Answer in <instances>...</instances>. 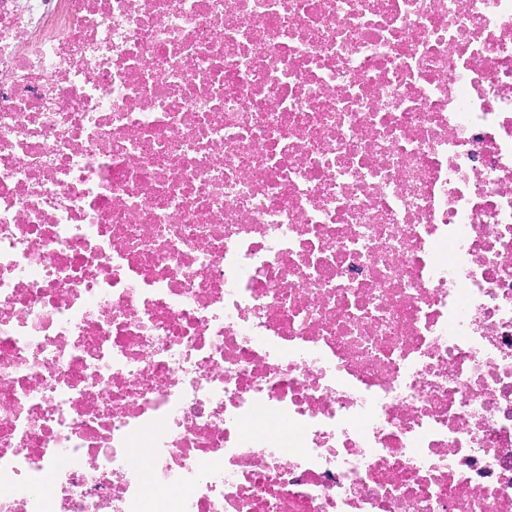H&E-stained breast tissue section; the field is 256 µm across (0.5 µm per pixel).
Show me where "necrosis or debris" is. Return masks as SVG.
<instances>
[{
	"label": "necrosis or debris",
	"mask_w": 512,
	"mask_h": 512,
	"mask_svg": "<svg viewBox=\"0 0 512 512\" xmlns=\"http://www.w3.org/2000/svg\"><path fill=\"white\" fill-rule=\"evenodd\" d=\"M154 498L512 512V0H0V512Z\"/></svg>",
	"instance_id": "4bbe7bcc"
}]
</instances>
